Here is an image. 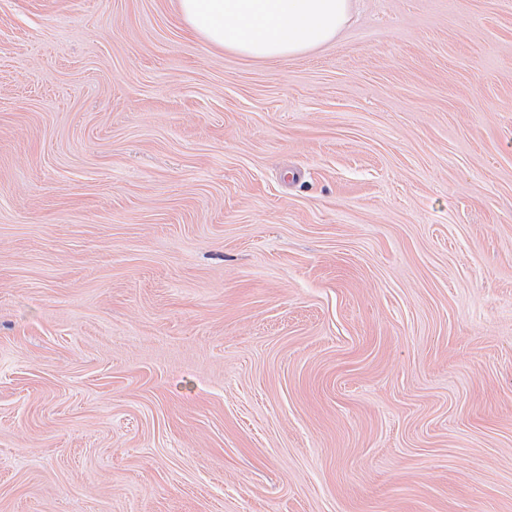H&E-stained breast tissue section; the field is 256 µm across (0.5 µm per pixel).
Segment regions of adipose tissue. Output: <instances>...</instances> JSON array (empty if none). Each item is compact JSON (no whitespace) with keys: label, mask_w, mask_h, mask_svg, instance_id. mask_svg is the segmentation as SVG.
<instances>
[{"label":"adipose tissue","mask_w":512,"mask_h":512,"mask_svg":"<svg viewBox=\"0 0 512 512\" xmlns=\"http://www.w3.org/2000/svg\"><path fill=\"white\" fill-rule=\"evenodd\" d=\"M351 5V0H177L195 35L258 59L296 57L329 43Z\"/></svg>","instance_id":"adipose-tissue-1"}]
</instances>
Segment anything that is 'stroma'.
Masks as SVG:
<instances>
[{"label":"stroma","mask_w":512,"mask_h":512,"mask_svg":"<svg viewBox=\"0 0 512 512\" xmlns=\"http://www.w3.org/2000/svg\"><path fill=\"white\" fill-rule=\"evenodd\" d=\"M353 3L0 0V512H512V0ZM352 0H178L189 29L249 58H291L323 46L344 26Z\"/></svg>","instance_id":"stroma-1"}]
</instances>
